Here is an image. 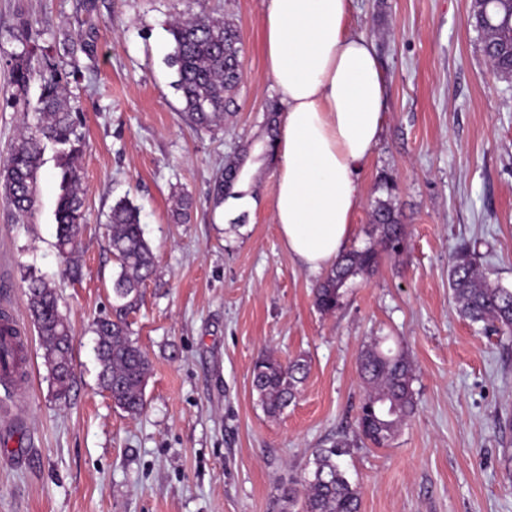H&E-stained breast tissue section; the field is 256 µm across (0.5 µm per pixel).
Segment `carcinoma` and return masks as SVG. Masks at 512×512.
Here are the masks:
<instances>
[{"mask_svg": "<svg viewBox=\"0 0 512 512\" xmlns=\"http://www.w3.org/2000/svg\"><path fill=\"white\" fill-rule=\"evenodd\" d=\"M475 26L483 36V51L501 78H512V0H474ZM177 90L185 103L186 116L200 129L224 122V109L238 83L241 67L240 36L229 22L201 14L171 24ZM39 83L38 112L23 113V131L7 155L0 160V186L5 202L21 220L36 210L37 192L44 154L48 146L61 147L60 190L55 211L56 247L67 262L66 272L74 280L82 276L75 261L86 220L82 192L81 159L86 141L79 132L78 117L70 103L68 76L56 57L45 52L40 66H31L21 53L11 64L10 97L15 106L25 101L32 81ZM267 139L261 157L269 158L279 136L278 112L268 113ZM248 151L224 163L216 179L219 200L236 195ZM378 246L343 252L334 267L320 278L314 289V304L324 313L336 311L343 290L359 276L370 274L379 264L380 251L400 248L405 231L390 203L379 200L371 212ZM108 240L119 271L112 281V316L94 323L95 354L99 364L98 384L115 407L131 416L146 405L145 388L151 371L148 355L132 339L128 317L142 301V288L152 276L155 255L144 237L139 211L129 201L112 208ZM448 284L459 315L482 323L499 335L512 334V289L486 276L475 253L462 245L448 261ZM29 310L37 328L48 379L55 397L67 399L74 378L71 327L60 312L53 283L38 276L27 279ZM27 353L10 318L0 314V379L8 381L24 373ZM359 376L367 387L360 406L358 424L363 437L376 448L389 446L398 428L416 410L412 384L414 367L402 353L383 351L376 340L360 353ZM309 372V362L297 357L284 364L267 355L252 369V389L264 412L277 417L294 403L300 384ZM346 443L338 441L314 456V469L303 486V512H359V492L346 477L339 458Z\"/></svg>", "mask_w": 512, "mask_h": 512, "instance_id": "cac0c4a2", "label": "carcinoma"}]
</instances>
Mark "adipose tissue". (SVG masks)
I'll use <instances>...</instances> for the list:
<instances>
[{
    "mask_svg": "<svg viewBox=\"0 0 512 512\" xmlns=\"http://www.w3.org/2000/svg\"><path fill=\"white\" fill-rule=\"evenodd\" d=\"M350 0H268L266 66L283 113L274 221L308 273L329 270L354 235L358 172L383 129L386 77L349 24Z\"/></svg>",
    "mask_w": 512,
    "mask_h": 512,
    "instance_id": "obj_1",
    "label": "adipose tissue"
}]
</instances>
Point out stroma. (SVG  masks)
<instances>
[{
  "label": "stroma",
  "mask_w": 512,
  "mask_h": 512,
  "mask_svg": "<svg viewBox=\"0 0 512 512\" xmlns=\"http://www.w3.org/2000/svg\"><path fill=\"white\" fill-rule=\"evenodd\" d=\"M266 0H0V94L10 61L87 42L69 79L88 143L82 277L62 273L54 151L24 224L0 199V304L30 343L27 375L0 386V512H293L316 452L345 440L342 464L360 512H512V337L459 317L448 259L471 245L491 280L512 289V81L496 77L471 20L472 0H352L387 79L380 141L363 165L351 247L375 244L371 210L390 200L405 237L356 278L335 313L283 247L274 222L276 166L261 158L277 102L263 54ZM232 22L243 78L224 127L199 130L168 64L178 16ZM249 148L244 215L214 201L224 162ZM395 182L394 191L381 185ZM188 197L186 221L174 204ZM139 208L156 255L132 337L151 361L146 408L132 417L97 384L93 321L112 311L118 272L107 218ZM51 280L72 329L75 379L56 400L25 294ZM416 372L417 410L388 447L357 427L358 357L373 339ZM265 355L310 363L295 403L267 416L251 388Z\"/></svg>",
  "instance_id": "35a3bbf8"
}]
</instances>
